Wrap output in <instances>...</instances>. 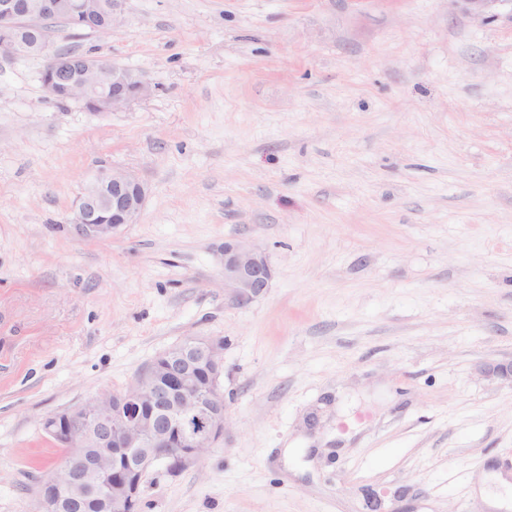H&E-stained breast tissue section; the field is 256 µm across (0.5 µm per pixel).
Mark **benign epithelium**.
<instances>
[{
    "instance_id": "benign-epithelium-1",
    "label": "benign epithelium",
    "mask_w": 512,
    "mask_h": 512,
    "mask_svg": "<svg viewBox=\"0 0 512 512\" xmlns=\"http://www.w3.org/2000/svg\"><path fill=\"white\" fill-rule=\"evenodd\" d=\"M512 0H452L483 21L497 17V5ZM115 31L124 22L117 3L109 0H0V59L42 55L41 82L52 97L68 99L95 114L119 112L145 97L144 76L108 60L87 58L75 69L70 55L51 53L38 37L42 25L61 23L79 29L90 20ZM147 187L129 172L101 169L77 199L71 233L80 241L107 240L127 224L138 222ZM272 267L253 242L224 243V287L234 288L245 303L263 295ZM201 358L175 364L176 355L160 354L119 393L102 391L63 413L46 416L42 428L66 449L69 467L38 484L37 512H67L78 501L85 480L95 475L107 512H141V489L158 463L178 469L198 462L224 436V340L190 338Z\"/></svg>"
}]
</instances>
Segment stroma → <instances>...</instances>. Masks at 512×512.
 Listing matches in <instances>:
<instances>
[{
	"instance_id": "35a3bbf8",
	"label": "stroma",
	"mask_w": 512,
	"mask_h": 512,
	"mask_svg": "<svg viewBox=\"0 0 512 512\" xmlns=\"http://www.w3.org/2000/svg\"><path fill=\"white\" fill-rule=\"evenodd\" d=\"M65 48L140 71L93 114L44 57L0 62V512H35L43 417L122 391L188 336L224 341V437L157 464L143 512H493L512 472V6L124 0ZM148 195L69 232L102 168ZM267 254L238 303L224 244ZM453 2L465 13L482 21L498 16L493 12L497 5L508 2L512 6L511 0H453Z\"/></svg>"
}]
</instances>
